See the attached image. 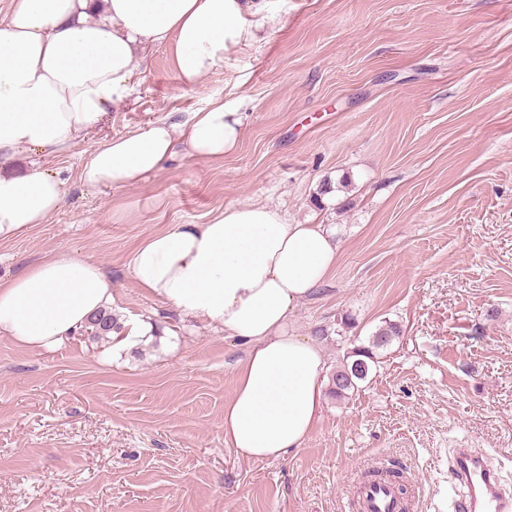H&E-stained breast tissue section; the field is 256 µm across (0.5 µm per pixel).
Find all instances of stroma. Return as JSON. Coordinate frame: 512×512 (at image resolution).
Segmentation results:
<instances>
[{
	"instance_id": "1",
	"label": "stroma",
	"mask_w": 512,
	"mask_h": 512,
	"mask_svg": "<svg viewBox=\"0 0 512 512\" xmlns=\"http://www.w3.org/2000/svg\"><path fill=\"white\" fill-rule=\"evenodd\" d=\"M281 17L193 89L153 49L126 102L43 158L63 203L0 242V279L77 253L111 278L119 321L162 333L118 353L84 332L40 353L0 335V512H350L352 480L377 467L407 477L414 512H456L452 448L484 449L512 488V0H283ZM217 98L245 115L224 159L81 186L86 153ZM331 178L349 184L316 205ZM240 204L336 226V266L288 323L329 367L384 322L402 329L274 461L224 440L246 346L127 267L148 235Z\"/></svg>"
}]
</instances>
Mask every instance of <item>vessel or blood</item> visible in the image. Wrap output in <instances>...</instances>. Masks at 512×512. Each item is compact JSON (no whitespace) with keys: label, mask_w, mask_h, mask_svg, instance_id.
Listing matches in <instances>:
<instances>
[{"label":"vessel or blood","mask_w":512,"mask_h":512,"mask_svg":"<svg viewBox=\"0 0 512 512\" xmlns=\"http://www.w3.org/2000/svg\"><path fill=\"white\" fill-rule=\"evenodd\" d=\"M453 479L464 492L458 512H512V492L501 483L490 459L476 448H455L448 456ZM357 512H409L410 505L388 476L356 485Z\"/></svg>","instance_id":"1"}]
</instances>
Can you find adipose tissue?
<instances>
[{
	"instance_id": "ef3b65f1",
	"label": "adipose tissue",
	"mask_w": 512,
	"mask_h": 512,
	"mask_svg": "<svg viewBox=\"0 0 512 512\" xmlns=\"http://www.w3.org/2000/svg\"><path fill=\"white\" fill-rule=\"evenodd\" d=\"M281 22L271 0H8L0 15V241L46 223L65 183L27 152L69 150L108 108L123 104L154 48H166L181 85L198 87L230 54ZM241 113L223 100L180 122H155L87 154L88 191L140 184L175 154L219 160L236 149ZM336 229L292 224L265 205L225 207L207 224H175L142 241L127 267L138 288L202 316L247 346L224 406V439L245 459L301 448L323 404L328 366L315 340L288 320L336 264ZM100 264L50 257L0 279V334L32 351L60 346L114 302Z\"/></svg>"
}]
</instances>
